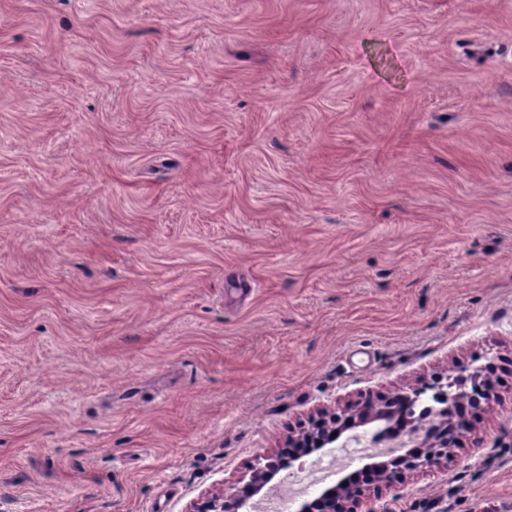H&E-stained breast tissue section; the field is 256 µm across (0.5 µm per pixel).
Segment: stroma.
Masks as SVG:
<instances>
[{"instance_id":"35a3bbf8","label":"stroma","mask_w":512,"mask_h":512,"mask_svg":"<svg viewBox=\"0 0 512 512\" xmlns=\"http://www.w3.org/2000/svg\"><path fill=\"white\" fill-rule=\"evenodd\" d=\"M492 352L512 512V0H0V512H184Z\"/></svg>"}]
</instances>
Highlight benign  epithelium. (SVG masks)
<instances>
[{
    "mask_svg": "<svg viewBox=\"0 0 512 512\" xmlns=\"http://www.w3.org/2000/svg\"><path fill=\"white\" fill-rule=\"evenodd\" d=\"M490 368L491 362L484 363L479 356L448 367L447 376L433 375L415 387L400 389L382 399L349 400L325 408L318 417L309 420L305 430L288 436V447L256 456L232 491L206 492L191 502L185 512H245L254 496L292 466L289 449L304 447V440L311 448H349L368 435L366 427L395 416L403 403H418L425 392L434 400L426 406L423 415L410 419L404 428L389 437L390 442L407 452L366 464L374 469L368 482L351 483L342 478L302 500L297 508V512H385V508L377 505L381 499L380 485L399 483L411 474L443 467L454 460L461 438L470 432L468 425L457 423L461 407L467 404L474 389L485 394V405L494 397L488 378ZM357 427L363 428L361 434L342 438L345 430Z\"/></svg>",
    "mask_w": 512,
    "mask_h": 512,
    "instance_id": "obj_1",
    "label": "benign epithelium"
}]
</instances>
